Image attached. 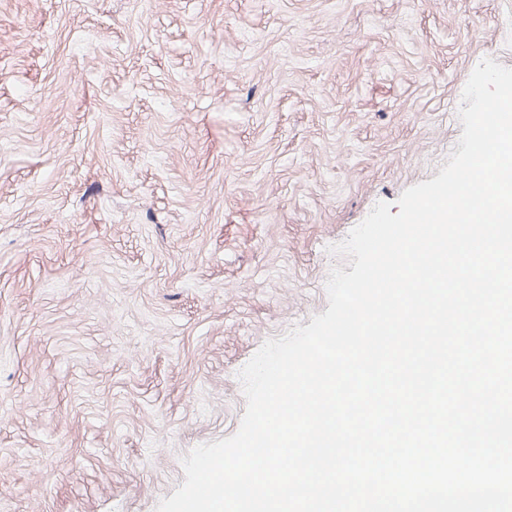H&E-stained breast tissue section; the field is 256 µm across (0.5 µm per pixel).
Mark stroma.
<instances>
[{
    "label": "stroma",
    "instance_id": "1",
    "mask_svg": "<svg viewBox=\"0 0 512 512\" xmlns=\"http://www.w3.org/2000/svg\"><path fill=\"white\" fill-rule=\"evenodd\" d=\"M485 58L512 0H0V512H157Z\"/></svg>",
    "mask_w": 512,
    "mask_h": 512
}]
</instances>
